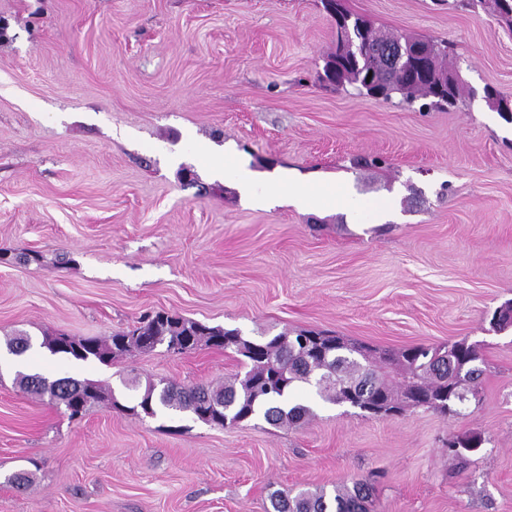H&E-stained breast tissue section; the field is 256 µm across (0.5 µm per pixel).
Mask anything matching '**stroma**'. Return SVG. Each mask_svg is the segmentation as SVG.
Wrapping results in <instances>:
<instances>
[{"instance_id": "stroma-1", "label": "stroma", "mask_w": 512, "mask_h": 512, "mask_svg": "<svg viewBox=\"0 0 512 512\" xmlns=\"http://www.w3.org/2000/svg\"><path fill=\"white\" fill-rule=\"evenodd\" d=\"M398 34L452 45L463 98L440 111L321 84L336 48L321 0H0V350L105 338L150 311L245 336L326 331L379 350L479 344L458 416L316 402L296 428L136 418L131 382L217 385L231 351L159 347L112 366L29 371L114 389L79 420L0 371V512H268L276 490L367 479L371 512H512V31L434 0H343ZM245 164L271 207L213 168ZM322 181L349 217L288 205ZM481 433L470 463L449 438ZM27 472L16 488L12 474Z\"/></svg>"}]
</instances>
